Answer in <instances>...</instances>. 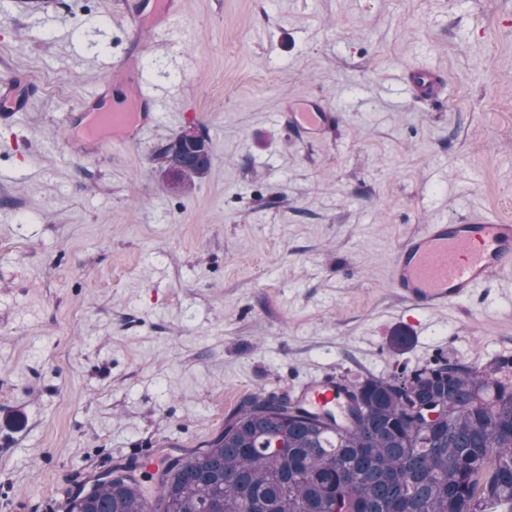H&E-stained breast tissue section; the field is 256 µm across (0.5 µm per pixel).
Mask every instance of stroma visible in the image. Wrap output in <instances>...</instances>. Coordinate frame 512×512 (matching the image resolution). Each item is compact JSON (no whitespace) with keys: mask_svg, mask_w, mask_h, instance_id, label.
I'll use <instances>...</instances> for the list:
<instances>
[{"mask_svg":"<svg viewBox=\"0 0 512 512\" xmlns=\"http://www.w3.org/2000/svg\"><path fill=\"white\" fill-rule=\"evenodd\" d=\"M121 2L0 0V79L29 86L0 112V512L199 448L250 393L512 358V287L411 326L389 286L422 225L512 221V0H183L164 44ZM134 42L158 123L71 148ZM427 67L441 102L401 91ZM308 100L336 114L314 138L281 120ZM189 127L214 162L173 195L153 158Z\"/></svg>","mask_w":512,"mask_h":512,"instance_id":"obj_1","label":"stroma"}]
</instances>
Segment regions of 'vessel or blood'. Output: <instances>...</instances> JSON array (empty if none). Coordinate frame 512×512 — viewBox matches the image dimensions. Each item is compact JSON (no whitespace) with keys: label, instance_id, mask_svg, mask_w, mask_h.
<instances>
[{"label":"vessel or blood","instance_id":"vessel-or-blood-1","mask_svg":"<svg viewBox=\"0 0 512 512\" xmlns=\"http://www.w3.org/2000/svg\"><path fill=\"white\" fill-rule=\"evenodd\" d=\"M126 15L134 24L148 23L158 37H167L181 11L180 0H126ZM118 93L95 89L89 108L67 125L69 142L89 141L96 148L109 143L136 142L157 117L158 96L142 77L133 56L109 69ZM20 78L0 81V105L20 112ZM402 84L417 101L436 100L444 91L439 70L424 68L404 73ZM294 128L315 135L330 128L336 114L316 103L296 107L290 114ZM512 271V222L467 218L459 222L428 224L406 237L396 249L390 286L398 298L420 311L445 309L469 301L475 291ZM347 402L331 377L310 382L302 392L304 408L313 414L341 413Z\"/></svg>","mask_w":512,"mask_h":512}]
</instances>
